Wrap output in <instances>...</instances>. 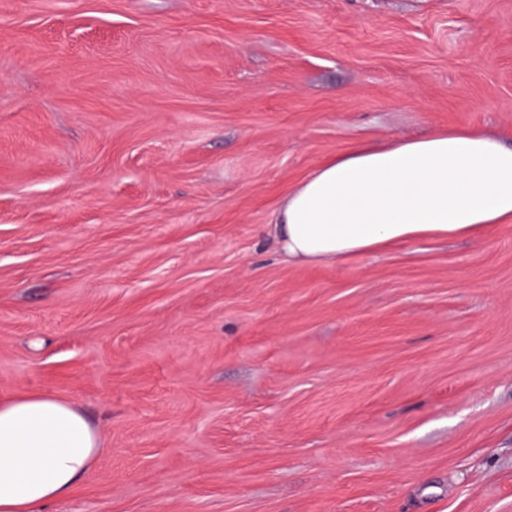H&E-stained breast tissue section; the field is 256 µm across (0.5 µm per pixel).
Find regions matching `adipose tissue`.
<instances>
[{"label":"adipose tissue","instance_id":"1","mask_svg":"<svg viewBox=\"0 0 512 512\" xmlns=\"http://www.w3.org/2000/svg\"><path fill=\"white\" fill-rule=\"evenodd\" d=\"M510 222L512 146L469 129L355 148L310 172L271 217L288 261L323 265L394 243L485 236ZM99 450L68 402H0V512H44Z\"/></svg>","mask_w":512,"mask_h":512}]
</instances>
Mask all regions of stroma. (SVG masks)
<instances>
[{
    "label": "stroma",
    "mask_w": 512,
    "mask_h": 512,
    "mask_svg": "<svg viewBox=\"0 0 512 512\" xmlns=\"http://www.w3.org/2000/svg\"><path fill=\"white\" fill-rule=\"evenodd\" d=\"M448 128L512 143V0H0V401L101 442L45 512H512V223L270 233Z\"/></svg>",
    "instance_id": "1"
}]
</instances>
